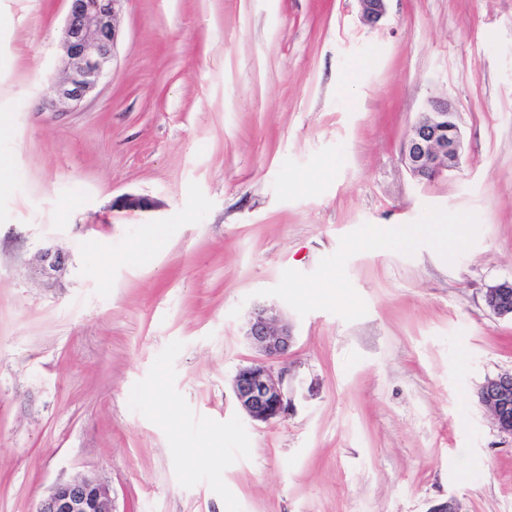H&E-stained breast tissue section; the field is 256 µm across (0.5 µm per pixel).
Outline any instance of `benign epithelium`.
<instances>
[{
	"label": "benign epithelium",
	"instance_id": "benign-epithelium-1",
	"mask_svg": "<svg viewBox=\"0 0 512 512\" xmlns=\"http://www.w3.org/2000/svg\"><path fill=\"white\" fill-rule=\"evenodd\" d=\"M124 0H70L62 30L64 55L61 74L49 102L53 112L79 106L111 70L119 37V15ZM363 21L377 25L387 12V0H359ZM465 147L453 104L448 99L429 103L414 123L401 148V160L410 174L434 179L459 168ZM129 211L152 207L150 199L128 195L119 200ZM67 271L66 255L44 248L34 257V272L58 279ZM488 311L512 319V280L486 288ZM264 359L241 367L235 373L232 395L240 410L253 422L270 423L288 411L290 399L284 377L272 362L286 353L293 340L288 322L280 320L273 306H253L245 332ZM479 403L488 411L498 430L512 436V371L487 378L478 388ZM38 512H114L110 487L92 475L60 481L40 501Z\"/></svg>",
	"mask_w": 512,
	"mask_h": 512
}]
</instances>
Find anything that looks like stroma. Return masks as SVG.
<instances>
[{
  "mask_svg": "<svg viewBox=\"0 0 512 512\" xmlns=\"http://www.w3.org/2000/svg\"><path fill=\"white\" fill-rule=\"evenodd\" d=\"M69 6L0 0V512L83 475L116 512H512L476 395L512 370V0H124L111 74L53 112ZM435 99L466 151L418 180ZM259 302L294 333L269 424L231 392ZM465 147L453 104L432 100L420 113L401 148V160L410 174L434 179L459 168ZM33 268L43 278L58 279L67 271V257L58 249L44 248L35 255ZM484 301L492 315L512 319V280L489 285L485 290Z\"/></svg>",
  "mask_w": 512,
  "mask_h": 512,
  "instance_id": "obj_1",
  "label": "stroma"
}]
</instances>
